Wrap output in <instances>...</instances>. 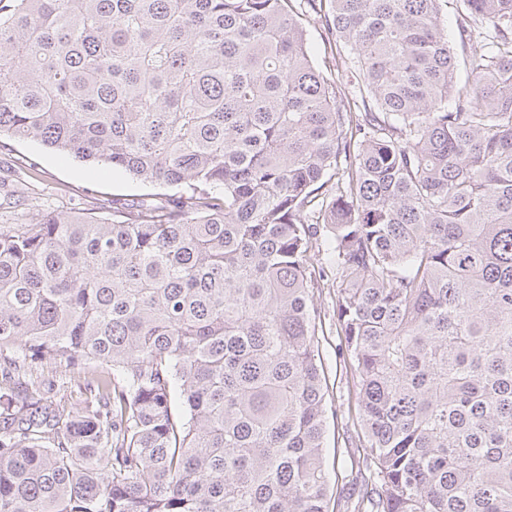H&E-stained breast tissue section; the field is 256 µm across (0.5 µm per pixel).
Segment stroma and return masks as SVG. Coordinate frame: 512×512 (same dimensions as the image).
I'll use <instances>...</instances> for the list:
<instances>
[{
	"mask_svg": "<svg viewBox=\"0 0 512 512\" xmlns=\"http://www.w3.org/2000/svg\"><path fill=\"white\" fill-rule=\"evenodd\" d=\"M314 64L325 74L336 71L333 55L336 47L321 21L315 15L303 16ZM27 168L25 192L19 193L14 202L25 206L27 195L43 186L55 191L53 203L61 210L99 209L104 217H111L113 198L129 201L147 194L160 193L157 185L136 181L128 174L109 167L95 168L72 156L51 150L32 140L0 139V179H10L19 168ZM326 376V433L324 440L327 465L335 467L342 478L333 490L334 512H344L347 498L357 497L359 487L345 480L344 475L359 453L352 446L356 428V396L351 379L339 366L337 348L341 342L333 322L325 323L319 337Z\"/></svg>",
	"mask_w": 512,
	"mask_h": 512,
	"instance_id": "1",
	"label": "stroma"
}]
</instances>
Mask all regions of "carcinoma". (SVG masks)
Wrapping results in <instances>:
<instances>
[{"label": "carcinoma", "mask_w": 512, "mask_h": 512, "mask_svg": "<svg viewBox=\"0 0 512 512\" xmlns=\"http://www.w3.org/2000/svg\"><path fill=\"white\" fill-rule=\"evenodd\" d=\"M8 0L0 136L171 189L0 212V512H512V0ZM107 371L76 402L20 378ZM459 12L460 2L456 0H447L441 5V19L445 28L448 30V40L450 41L451 46L454 48V51L461 56V47L456 42L454 37L456 32V19ZM302 24L306 29L308 44L311 48L313 63L323 71L327 76L337 77L335 67V44L333 45L331 36L324 29L321 21L314 14L301 16ZM316 294V301L325 313L324 334L319 331L320 347L322 349L323 366L326 376V433L324 440L326 464L340 474L338 485L334 487L330 510L343 512L344 501L347 498H357L359 485L343 479L350 470L352 461L354 471L359 459L358 448L352 447L357 425L355 421L356 396L352 380L342 372L337 353L341 337L336 335L333 324V311L336 301V284L326 286ZM356 422V421H355ZM342 478V479H341ZM333 498L335 502H333ZM333 508V509H332Z\"/></svg>", "instance_id": "obj_1"}]
</instances>
